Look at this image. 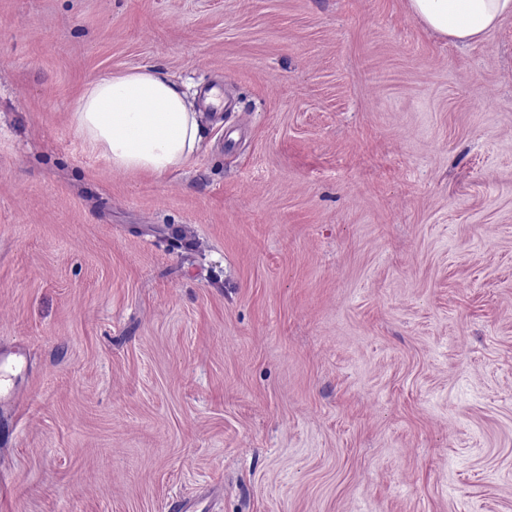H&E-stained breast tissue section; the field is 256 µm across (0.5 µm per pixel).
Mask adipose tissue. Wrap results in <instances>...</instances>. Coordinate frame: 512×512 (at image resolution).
Listing matches in <instances>:
<instances>
[{"label": "adipose tissue", "instance_id": "ef3b65f1", "mask_svg": "<svg viewBox=\"0 0 512 512\" xmlns=\"http://www.w3.org/2000/svg\"><path fill=\"white\" fill-rule=\"evenodd\" d=\"M411 14L458 43L480 40L512 0H408ZM77 132L112 168L157 177L188 164L200 148L198 114L165 71L143 67L90 84L71 113Z\"/></svg>", "mask_w": 512, "mask_h": 512}]
</instances>
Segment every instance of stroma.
<instances>
[{"label":"stroma","mask_w":512,"mask_h":512,"mask_svg":"<svg viewBox=\"0 0 512 512\" xmlns=\"http://www.w3.org/2000/svg\"><path fill=\"white\" fill-rule=\"evenodd\" d=\"M145 66L234 104L160 178ZM0 512H512V16L0 0ZM408 7L427 28L458 43L480 40L512 15V0H408ZM71 116L77 132L112 168L155 177L188 164L202 140L194 104L156 67L93 82Z\"/></svg>","instance_id":"1"}]
</instances>
